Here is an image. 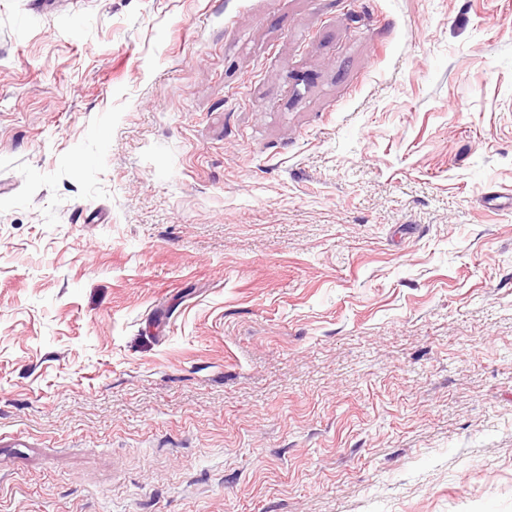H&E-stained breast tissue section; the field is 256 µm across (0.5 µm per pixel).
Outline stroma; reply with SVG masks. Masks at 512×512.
Segmentation results:
<instances>
[{
	"label": "stroma",
	"instance_id": "35a3bbf8",
	"mask_svg": "<svg viewBox=\"0 0 512 512\" xmlns=\"http://www.w3.org/2000/svg\"><path fill=\"white\" fill-rule=\"evenodd\" d=\"M0 512H512V0H0Z\"/></svg>",
	"mask_w": 512,
	"mask_h": 512
}]
</instances>
